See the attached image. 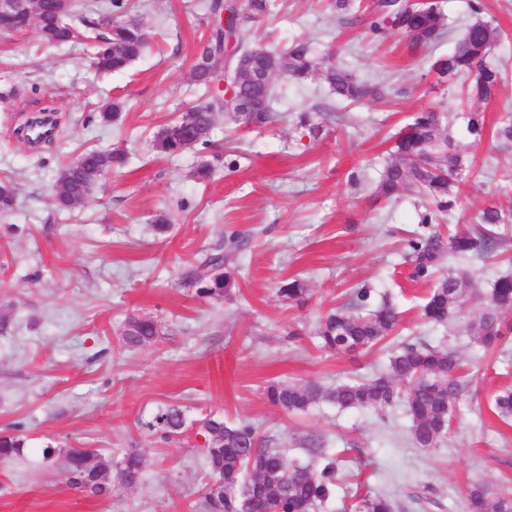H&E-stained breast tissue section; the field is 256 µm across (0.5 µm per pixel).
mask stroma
Returning a JSON list of instances; mask_svg holds the SVG:
<instances>
[{"mask_svg": "<svg viewBox=\"0 0 512 512\" xmlns=\"http://www.w3.org/2000/svg\"><path fill=\"white\" fill-rule=\"evenodd\" d=\"M135 3L131 14L152 45L119 74L88 70L83 44L57 48L33 32L0 36V182L16 194L14 209L0 215V314L11 321L0 335V434L17 431L27 443L23 460L0 465V512H200L210 477L193 431L164 441L145 427L173 404L190 423L212 414L253 424L295 463H313L300 441L320 436L336 461V486L315 512H349L357 496L378 493L399 512H464L465 490L476 481L512 493V420L490 406L512 388V354L485 357L469 331L512 262L443 260L440 272L468 275L472 292L448 326L424 323L430 286L411 281L401 256L419 229V201L375 192L389 136L417 112L439 109L445 132L461 138L462 87L431 64L469 22L467 0H440L451 33L431 48L400 33L374 40L365 20L341 17L331 0H272L269 15L251 26L252 47L281 53L304 37L318 56L380 87V98L350 105L320 75L280 74L270 124L246 128L217 113L212 148L170 158L155 157L150 142L168 120L209 100L192 67L210 16L199 0ZM484 5L504 31L489 60L505 80L482 107L491 125L512 110V0ZM114 99L125 110L101 126L95 113ZM46 108L56 120L52 137L36 146L19 139L17 129ZM306 109L323 128L318 138L295 125ZM88 148L122 149L127 163L83 203L57 210L60 171ZM490 150L487 142L466 148L488 168L461 185L454 223H473L490 203L512 214V162L490 158ZM204 162L214 172L199 182L192 172ZM161 213L169 231L155 227ZM228 231L251 239L237 286L223 298L198 297L182 272ZM294 278L308 287L300 304L279 292ZM362 286L373 304L387 300L402 311V338L447 344L471 365L472 385L439 447L412 442L401 404L379 413L322 403L292 414L263 395L272 381L330 386L386 370L389 350L339 356L315 344L320 317ZM132 315L157 318L151 346H123ZM48 445L106 455L138 449L142 482L106 496L74 491L58 469L40 467Z\"/></svg>", "mask_w": 512, "mask_h": 512, "instance_id": "stroma-1", "label": "stroma"}]
</instances>
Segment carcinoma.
Here are the masks:
<instances>
[{
	"mask_svg": "<svg viewBox=\"0 0 512 512\" xmlns=\"http://www.w3.org/2000/svg\"><path fill=\"white\" fill-rule=\"evenodd\" d=\"M62 0H36L31 12L11 19H0V25L17 33L36 30L50 45H64L77 40L92 42L95 51L87 65L96 72L112 73L127 69L144 52L147 37L143 25L129 16L124 0H112V7L121 12L115 24H103L104 15L76 8L74 0L62 7ZM270 0H245L238 6L227 0H209L211 15L218 18L226 10L237 16L235 39L242 53H252L249 45L250 23L270 13ZM471 20L455 42L452 52L437 58L432 69L448 80L460 76L470 82L463 88L467 100L474 104L495 99L503 76L488 61L501 38V31L492 21L482 17L483 0H468ZM368 28L378 39H386L397 31L414 43L426 47L437 44L445 35L447 22L436 0L411 4L409 0H376L370 11ZM224 30L215 27L200 48L205 59L222 49ZM280 70L295 79H305L316 73L324 77L331 93L341 101L361 103L377 95L370 83L360 81L348 68L327 66L324 59L314 56L310 43L294 39L287 50L275 55ZM248 95L266 96L265 106L258 112L237 111L235 99L211 102L216 112H223L239 125L262 126L271 119V96L265 89L245 77L242 86ZM123 110L120 101L103 104L96 118L104 125L119 120ZM464 135L471 143H481L486 136L483 112L466 111ZM209 115L187 114L165 123L153 136L150 146L158 156H176L184 150L211 144ZM390 159L376 185L378 194L388 199L402 192H416L427 199V205L417 212V223L423 226L440 224L452 216L458 206L459 185L464 177L482 173L469 154L451 147L449 136L442 130L437 111L418 113L412 122L394 136ZM495 150L512 148V113L504 112L495 130ZM125 155L118 151H84L66 167L68 177L54 187V201L61 209L82 203L94 190L98 178L120 166ZM509 216L493 205L485 206L478 215L480 228L421 234L408 241L404 259L412 263L414 276L427 278L445 256H479L488 259L500 247L501 239L493 227L508 223ZM246 241L233 231L224 236V246L203 253L198 265L183 273L186 284L195 287L202 298L224 297L236 287L238 255ZM470 281L453 274L439 277L425 304L421 317L429 323L443 325L462 309V298ZM290 300L299 301L307 294L306 284L292 279L279 288ZM371 289L353 291L346 307L327 311L319 322L315 336L318 346L332 354L344 355L370 350L386 342L400 323V313L387 301L368 307ZM512 276L496 279L477 322L471 324L473 338L483 352L507 354L512 336ZM159 336V324L151 316H130L121 333L122 344L131 349L151 345ZM461 360L450 347L422 343L400 342L393 347L388 371L361 381L350 380L325 387L316 382L304 384L272 382L265 389L267 401L284 411L305 412L311 406L327 402L340 409L369 408L383 412L401 402L411 421V437L415 445L436 448L447 438L456 405L465 391ZM492 407L502 419L512 417V391L495 396ZM147 428L161 434L165 441L176 440L186 432L183 410L171 405L159 412ZM195 436L203 460L210 470L211 481L201 494L205 512H243L242 489L252 488V512H310L316 504L327 501L335 486L336 467L328 459L319 467L290 464L284 452L268 448L261 442L256 428L249 423H228L208 415L195 423ZM25 438L20 434L0 435V463L7 465L24 456ZM42 461L61 466L68 486L80 492L102 495L115 485L125 488L139 483L143 460L139 452L128 449L121 459L110 461L97 449L69 448L65 451L46 446ZM467 512H512V496L495 495L484 484H473L466 494ZM352 512H395L392 499L384 494L364 495L356 499Z\"/></svg>",
	"mask_w": 512,
	"mask_h": 512,
	"instance_id": "obj_1",
	"label": "carcinoma"
}]
</instances>
